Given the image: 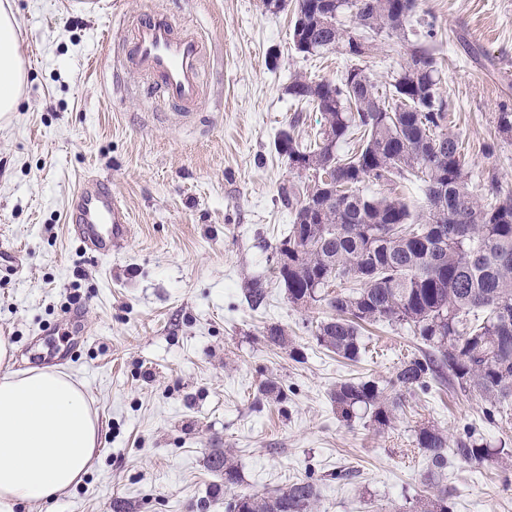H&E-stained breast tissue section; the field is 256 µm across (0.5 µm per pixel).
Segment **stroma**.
Instances as JSON below:
<instances>
[{
    "label": "stroma",
    "mask_w": 512,
    "mask_h": 512,
    "mask_svg": "<svg viewBox=\"0 0 512 512\" xmlns=\"http://www.w3.org/2000/svg\"><path fill=\"white\" fill-rule=\"evenodd\" d=\"M11 2L28 70L17 112L0 119V336L15 347V369L68 373L102 424L88 475L49 512H226L233 494L307 477L321 486L319 512H412L428 494L414 443L428 424L452 439L473 432L501 453L452 461L449 512H512V418L486 420L483 402L451 381L405 395L390 427L363 413L343 422L330 400L336 383L386 382L423 344L383 323L360 359L336 358L313 335L325 308L289 302L277 276L293 220L281 189L310 180L277 138L290 128L312 142L323 125L288 85L298 74L340 82L350 59L298 53L289 2L101 0L91 11L76 0ZM152 8L207 43L205 95L186 119L119 62L129 22ZM415 18L434 24L421 44L437 60L473 190L494 178L512 194V134L499 126L512 113V0H417ZM371 44L360 64L387 85L405 46ZM90 175L131 217L127 244L108 259L82 252L69 230L68 201ZM251 278L267 288L258 307L244 296ZM74 292L86 340L71 362L58 352ZM272 324L289 349L266 345ZM269 378L280 396L260 393ZM227 448L240 475L231 491L209 464Z\"/></svg>",
    "instance_id": "35a3bbf8"
}]
</instances>
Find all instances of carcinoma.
Here are the masks:
<instances>
[{"instance_id":"obj_1","label":"carcinoma","mask_w":512,"mask_h":512,"mask_svg":"<svg viewBox=\"0 0 512 512\" xmlns=\"http://www.w3.org/2000/svg\"><path fill=\"white\" fill-rule=\"evenodd\" d=\"M416 0H296L293 43L304 54L338 48L356 60L366 54L359 33L408 41L407 25ZM352 15L341 28L336 17ZM381 92L357 64L338 83L295 76L288 94L321 112L320 141L302 144L282 134L278 149L291 162L329 173L332 182L314 184L302 195L282 189L294 212L278 252V274L293 304H320L329 316L317 323V343L356 361L365 350V328L381 322L406 325L427 349L404 358L387 385L373 380L336 384L331 400L345 422L359 409L379 427L396 419L403 395L452 376L460 390L480 397L493 420L512 400V196L469 189L462 144L448 132V101L440 90L434 56L409 44L401 70ZM352 131L361 146L346 155L337 147ZM411 176L421 183L425 205L418 210L399 197L373 196L360 185ZM321 208L307 206L310 194ZM338 290H333V287ZM267 345L283 348L286 333L266 328ZM416 447L428 460L423 482L433 494L416 512H448V488L441 479L453 457L482 463L494 452L467 434L452 441L434 425L415 430ZM224 470V488L239 483L230 452L212 461ZM320 486L301 479L263 495H236L228 512H313Z\"/></svg>"}]
</instances>
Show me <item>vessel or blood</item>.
Instances as JSON below:
<instances>
[{
	"instance_id": "obj_1",
	"label": "vessel or blood",
	"mask_w": 512,
	"mask_h": 512,
	"mask_svg": "<svg viewBox=\"0 0 512 512\" xmlns=\"http://www.w3.org/2000/svg\"><path fill=\"white\" fill-rule=\"evenodd\" d=\"M206 54V43L191 27L177 24L167 12L150 10L131 27L125 61L166 104L187 111L203 97ZM70 210L71 234L85 253L105 259L123 248L130 217L103 181L85 178L72 196Z\"/></svg>"
}]
</instances>
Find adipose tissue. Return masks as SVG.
Here are the masks:
<instances>
[{
    "mask_svg": "<svg viewBox=\"0 0 512 512\" xmlns=\"http://www.w3.org/2000/svg\"><path fill=\"white\" fill-rule=\"evenodd\" d=\"M17 40L15 11L0 0V116L17 110L26 87ZM13 351L0 336V512H41L89 472L101 425L68 374L13 370Z\"/></svg>",
    "mask_w": 512,
    "mask_h": 512,
    "instance_id": "obj_1",
    "label": "adipose tissue"
}]
</instances>
